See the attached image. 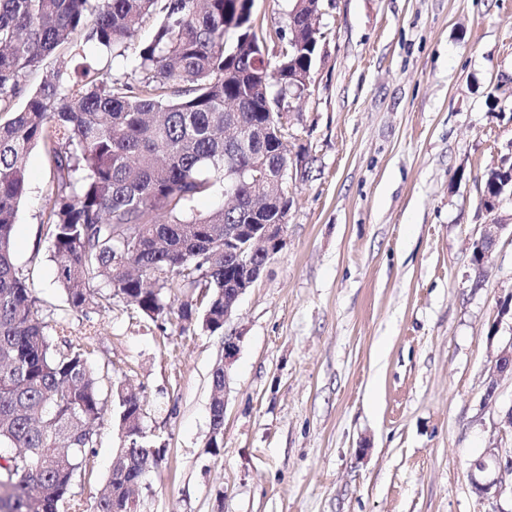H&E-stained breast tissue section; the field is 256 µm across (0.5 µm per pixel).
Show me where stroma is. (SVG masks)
<instances>
[{"label":"stroma","instance_id":"obj_1","mask_svg":"<svg viewBox=\"0 0 512 512\" xmlns=\"http://www.w3.org/2000/svg\"><path fill=\"white\" fill-rule=\"evenodd\" d=\"M290 0H254L266 56L285 47ZM312 82L288 100L286 245L223 333L165 335L127 303L83 315L55 281L40 225V150L14 226L18 269L51 322L87 337L103 399L123 380L163 454L141 512H512L470 468L512 457V198L481 206L512 164V0H321ZM498 225L476 283L472 245ZM239 338L224 439L209 446L212 371ZM121 445L114 410L74 492L93 512ZM510 167L511 175L509 174L508 171ZM510 176L512 177V165H509L508 167L502 166L497 169L490 170L485 177L484 196L489 198H495L498 194V189H500L501 192L502 190L508 191L510 188V184L504 183V180L509 179ZM484 196L481 203L484 210L489 212H496L500 207L502 197L500 196V200L494 199L490 203V205H486L484 203ZM487 460L486 459H482L478 462H476L472 468V471H473V484H474V487L475 489L481 493V494H487L489 493V491L495 486L496 487V491L495 493H499L501 491V487H497V483H498V480L497 479H493V480H484L483 478L481 477H477L476 475V472L477 471L478 473H484L485 471H487L490 467H491V464H494V466H498L500 465V463L498 462V458L496 457V455L490 450L488 451L487 453Z\"/></svg>","mask_w":512,"mask_h":512}]
</instances>
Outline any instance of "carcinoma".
I'll return each mask as SVG.
<instances>
[{
  "label": "carcinoma",
  "instance_id": "obj_1",
  "mask_svg": "<svg viewBox=\"0 0 512 512\" xmlns=\"http://www.w3.org/2000/svg\"><path fill=\"white\" fill-rule=\"evenodd\" d=\"M303 46L278 67L264 64L261 40L244 0H0V512H82L75 479L89 463L105 413L85 343L57 340L37 305L35 288L16 267L13 229L27 195L28 158L41 150L51 186L40 224L58 257L56 279L69 307L102 305L93 285L143 318L181 332L199 322L224 331V225L285 224L282 208L255 212L266 186H236L237 205L192 212L200 194L224 191V167L257 163L275 174L287 146L246 147L224 127H281L268 110L298 92L312 73L317 30L304 24ZM137 47L140 79L112 76L82 46ZM68 50L82 58L17 98L23 77ZM508 167L490 170L484 196L512 186ZM211 447L224 435V363L212 373ZM121 448L95 512H140L143 477L160 449L145 440L140 398L114 390Z\"/></svg>",
  "mask_w": 512,
  "mask_h": 512
}]
</instances>
